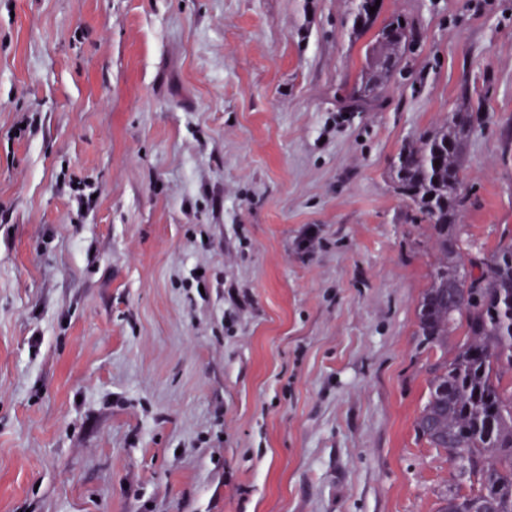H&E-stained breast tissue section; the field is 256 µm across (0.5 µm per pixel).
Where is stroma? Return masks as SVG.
Masks as SVG:
<instances>
[{
    "mask_svg": "<svg viewBox=\"0 0 512 512\" xmlns=\"http://www.w3.org/2000/svg\"><path fill=\"white\" fill-rule=\"evenodd\" d=\"M0 0V512H437L431 231L400 148L469 109L512 239V0ZM413 41V31L400 19L384 23L376 34L375 45L357 81V98L367 104L387 89L391 73L399 66Z\"/></svg>",
    "mask_w": 512,
    "mask_h": 512,
    "instance_id": "35a3bbf8",
    "label": "stroma"
}]
</instances>
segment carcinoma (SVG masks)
<instances>
[{
	"label": "carcinoma",
	"instance_id": "obj_1",
	"mask_svg": "<svg viewBox=\"0 0 512 512\" xmlns=\"http://www.w3.org/2000/svg\"><path fill=\"white\" fill-rule=\"evenodd\" d=\"M374 0H358L356 33L374 24ZM413 41L400 19L384 23L360 71L356 94L366 104L387 89ZM468 111L403 146L392 170L401 194L428 222L437 258L416 311L419 344L440 353L430 364L429 397L415 419L416 434L464 462L469 490L449 489L437 512H512V241L491 254L461 237L464 148ZM440 165H435V161ZM463 330L453 353L448 336Z\"/></svg>",
	"mask_w": 512,
	"mask_h": 512
}]
</instances>
